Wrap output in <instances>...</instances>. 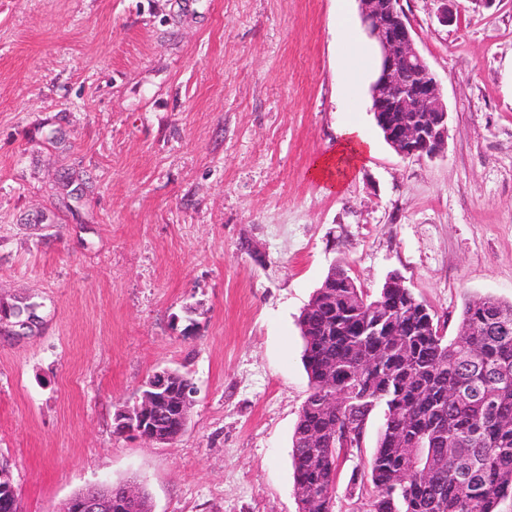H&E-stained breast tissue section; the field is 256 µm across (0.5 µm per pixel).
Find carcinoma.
Here are the masks:
<instances>
[{
	"label": "carcinoma",
	"mask_w": 512,
	"mask_h": 512,
	"mask_svg": "<svg viewBox=\"0 0 512 512\" xmlns=\"http://www.w3.org/2000/svg\"><path fill=\"white\" fill-rule=\"evenodd\" d=\"M298 320L310 393L292 436L301 512H334L339 460L384 407L369 512H501L512 501V302H467L448 340L405 288L375 296L338 266ZM354 431L355 448L317 434Z\"/></svg>",
	"instance_id": "carcinoma-1"
}]
</instances>
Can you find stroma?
<instances>
[{
    "label": "stroma",
    "mask_w": 512,
    "mask_h": 512,
    "mask_svg": "<svg viewBox=\"0 0 512 512\" xmlns=\"http://www.w3.org/2000/svg\"><path fill=\"white\" fill-rule=\"evenodd\" d=\"M448 105L443 157L400 158L344 83L356 0H0V465L22 512L134 482L153 512H299L292 435L310 386L298 318L330 269L401 274L455 337L512 302V0H404ZM351 19L342 28V16ZM373 150L314 177L340 131ZM200 393L150 446L115 414L154 371ZM383 422L339 470L360 486Z\"/></svg>",
    "instance_id": "stroma-1"
}]
</instances>
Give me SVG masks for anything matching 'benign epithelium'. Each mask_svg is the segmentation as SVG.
<instances>
[{
    "mask_svg": "<svg viewBox=\"0 0 512 512\" xmlns=\"http://www.w3.org/2000/svg\"><path fill=\"white\" fill-rule=\"evenodd\" d=\"M368 36L381 53L372 86L371 110L386 143L403 159L436 158L448 139V108L435 73L417 48L403 0H358ZM180 371L163 368L146 380L131 405L119 409L115 422L121 432L146 442L169 444L182 435L155 423L163 414L190 418L199 393L193 381L171 387ZM72 512H112V498L99 486L89 487L67 501ZM0 512H21L11 488L9 470L0 466Z\"/></svg>",
    "mask_w": 512,
    "mask_h": 512,
    "instance_id": "7a95c632",
    "label": "benign epithelium"
}]
</instances>
